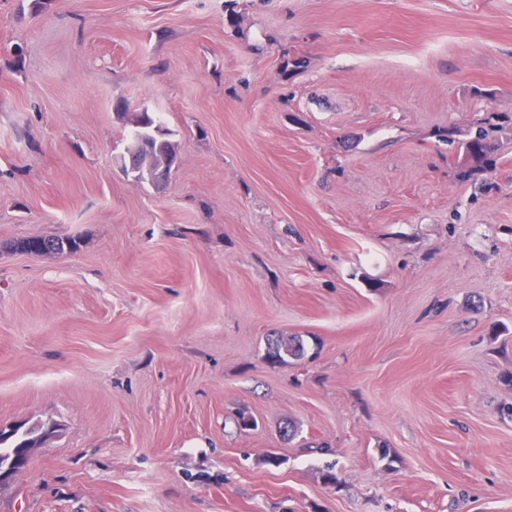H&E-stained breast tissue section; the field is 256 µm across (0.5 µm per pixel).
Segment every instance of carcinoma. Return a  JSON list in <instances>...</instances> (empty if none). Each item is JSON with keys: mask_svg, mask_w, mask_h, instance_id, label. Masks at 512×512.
I'll return each mask as SVG.
<instances>
[{"mask_svg": "<svg viewBox=\"0 0 512 512\" xmlns=\"http://www.w3.org/2000/svg\"><path fill=\"white\" fill-rule=\"evenodd\" d=\"M133 141L121 157L123 168L137 180L149 179L158 182L160 175L169 171L176 154L171 143L163 139V133L156 119L147 112H139L132 118ZM466 152L479 165L490 164L491 146L484 130L466 144ZM56 246V242L45 237L16 240L12 248L16 251L42 255ZM305 354L303 340L298 337L276 339L268 348V358L273 363L284 364L289 358H301ZM45 429V425L27 427L19 425L14 435L0 432V465L11 461L18 470L23 469L29 459L27 448L32 436Z\"/></svg>", "mask_w": 512, "mask_h": 512, "instance_id": "1", "label": "carcinoma"}]
</instances>
